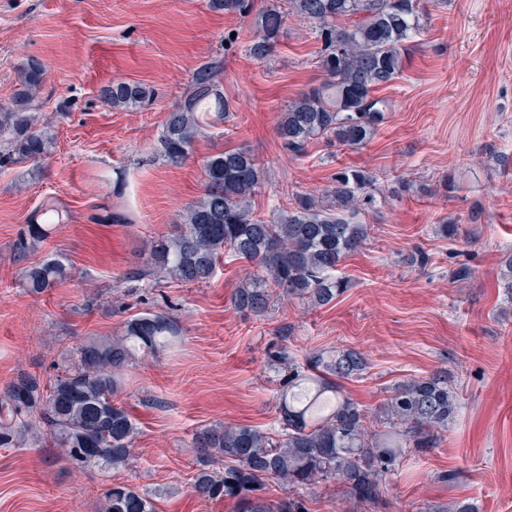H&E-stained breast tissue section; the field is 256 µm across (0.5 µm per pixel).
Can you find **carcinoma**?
Here are the masks:
<instances>
[{"label":"carcinoma","mask_w":512,"mask_h":512,"mask_svg":"<svg viewBox=\"0 0 512 512\" xmlns=\"http://www.w3.org/2000/svg\"><path fill=\"white\" fill-rule=\"evenodd\" d=\"M254 6V0H209L216 12L256 16L246 46L253 59L261 62L271 55L290 16L309 22L320 44L316 64L322 81L288 101L280 114L283 149L303 157L316 140L351 149L369 143L392 111V102L376 92L402 73L408 44L424 30L425 0H270L256 14ZM221 71L217 60L201 64L184 99L167 113L160 156L168 164H181L206 128L224 123L232 112ZM45 74L40 62H29L12 103L0 106V167L52 154L53 134L39 116ZM105 98L114 110H137L152 106L155 92L144 84L116 80ZM203 172L204 195L186 208L172 237L151 243V269L128 272V281L149 288L169 279L203 283L224 250L252 265L234 306L254 315L267 311L273 286L313 307L326 306L345 292L348 282L336 272L369 236L368 225L355 221L376 202L369 172L341 168L321 194L295 193L288 206L273 209L269 220L252 205L265 181V167L249 149L210 156ZM41 216L43 223L28 225L18 239V252L45 241L51 225L63 221L53 206L41 208ZM459 224V217L442 224L441 236L466 243ZM72 269L66 258L51 254L23 271L21 280L38 293L70 279ZM500 287L512 300V253L502 259ZM179 335L173 317L144 312L129 319L118 336L85 341L49 383L19 375L0 391V448L20 447L45 433L75 469L129 465L138 427L114 400L120 386L116 372L138 352L155 353ZM314 368L313 374L293 363L284 369L280 430L227 424L194 436L193 447L202 449L193 478L198 496L230 500L236 512H309L310 490L333 483L341 485L349 512H355L376 504L387 475L406 451L438 447L458 412L455 388L442 373L398 384L371 415L342 385L366 370L362 352L347 348L319 354ZM220 462L223 473L218 474L213 467ZM275 481L287 487V494L270 500L266 486ZM103 512H154L152 496L114 483L104 494ZM423 512L477 508L465 499L450 507L430 504Z\"/></svg>","instance_id":"obj_1"}]
</instances>
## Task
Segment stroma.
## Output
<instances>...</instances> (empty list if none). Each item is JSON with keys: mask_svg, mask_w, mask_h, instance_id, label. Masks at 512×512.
<instances>
[{"mask_svg": "<svg viewBox=\"0 0 512 512\" xmlns=\"http://www.w3.org/2000/svg\"><path fill=\"white\" fill-rule=\"evenodd\" d=\"M252 33L249 21L211 11L207 0H0V105L10 104L23 66L41 62V119L56 137L45 162L0 167V388L22 373L50 381L81 341L115 335L143 312L172 315L181 329L173 345L123 371L117 399L139 428L131 463L76 471L46 438L0 448V512H100L115 482L151 493L156 512H235L193 490L196 431L224 423L277 431V360L302 365L345 348L368 361L344 384L363 407L439 369L459 399L440 445L401 460L365 512L464 499L479 512H512V304L497 279L512 250V0L430 5L401 77L381 91L393 110L373 140L344 150L317 141L299 159L283 151L276 127L283 106L320 79L317 44L292 16L258 62L246 52ZM209 60L224 64L233 116L198 138L183 164L169 165L159 155L165 116ZM115 80L150 86L154 104L113 110L101 89ZM231 147L265 164L254 196L264 216L293 193L324 189L346 166L385 189L362 216L367 243L344 262L350 286L329 306L277 293L263 316L237 310L232 298L247 270L231 256L203 284L141 291L127 282V272L150 265L145 241L173 234L202 195L204 159ZM447 178L454 192H444ZM49 201L68 221L17 253L15 241ZM116 210L131 223H100ZM472 212L480 219L465 225L469 243L437 235L442 218ZM422 250L428 264H411ZM55 253L75 275L29 292L21 272ZM462 264L471 278L449 282Z\"/></svg>", "mask_w": 512, "mask_h": 512, "instance_id": "obj_1", "label": "stroma"}]
</instances>
